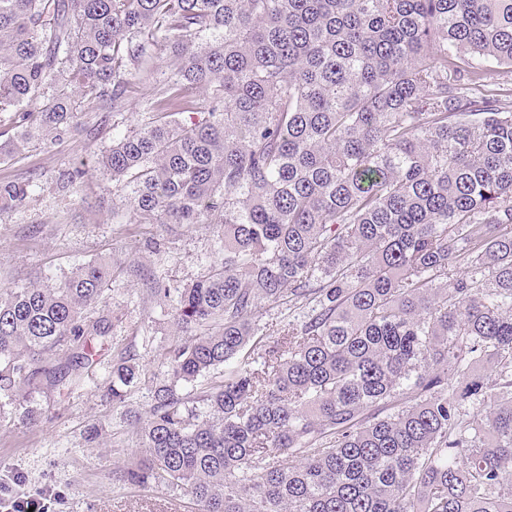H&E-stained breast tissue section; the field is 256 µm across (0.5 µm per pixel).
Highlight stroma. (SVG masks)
<instances>
[{
	"label": "stroma",
	"mask_w": 512,
	"mask_h": 512,
	"mask_svg": "<svg viewBox=\"0 0 512 512\" xmlns=\"http://www.w3.org/2000/svg\"><path fill=\"white\" fill-rule=\"evenodd\" d=\"M147 117L132 104L123 123L110 110L86 107L79 132L52 146L0 163V179H38L40 190L28 203L0 219V286L12 282L53 283L101 257L139 268L144 279L119 277L105 291V312L119 319L114 334L95 340L97 355L80 385L61 394L41 388L29 394L37 420L0 416V485L15 500L35 501L46 512H196L180 490L124 485L115 476L139 450L136 420L147 419L152 378L164 372L168 352L189 339L177 328L164 288H185L201 279L217 250V224L170 229L166 224H116L111 208L99 207L112 195L102 157L113 137L140 126ZM86 171L75 192L56 186L73 165ZM125 358L145 376L125 403L104 393L112 363ZM99 436L88 442L87 431Z\"/></svg>",
	"instance_id": "stroma-1"
}]
</instances>
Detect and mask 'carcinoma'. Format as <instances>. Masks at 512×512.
<instances>
[{"label": "carcinoma", "instance_id": "obj_1", "mask_svg": "<svg viewBox=\"0 0 512 512\" xmlns=\"http://www.w3.org/2000/svg\"><path fill=\"white\" fill-rule=\"evenodd\" d=\"M502 67L512 0H0V162L89 104L127 111L136 78L148 120L106 151L112 218L224 225L203 279L154 289L202 332L156 376L123 483L197 512H512ZM38 188L1 180L0 217ZM112 273L0 289L1 409L81 382L116 328ZM140 376L112 363V403Z\"/></svg>", "mask_w": 512, "mask_h": 512}]
</instances>
